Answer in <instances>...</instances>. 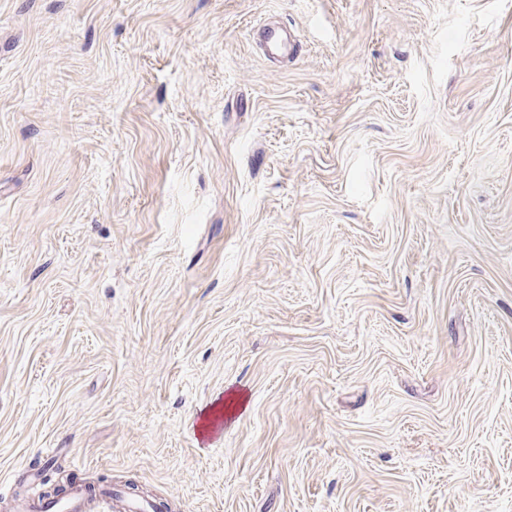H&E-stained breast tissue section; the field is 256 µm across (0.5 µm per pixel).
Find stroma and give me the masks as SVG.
Instances as JSON below:
<instances>
[{
    "label": "stroma",
    "mask_w": 512,
    "mask_h": 512,
    "mask_svg": "<svg viewBox=\"0 0 512 512\" xmlns=\"http://www.w3.org/2000/svg\"><path fill=\"white\" fill-rule=\"evenodd\" d=\"M50 448L171 512H512V0H0V512ZM287 29L270 23L261 25L258 30V42L266 56H291L296 50V41Z\"/></svg>",
    "instance_id": "1"
}]
</instances>
